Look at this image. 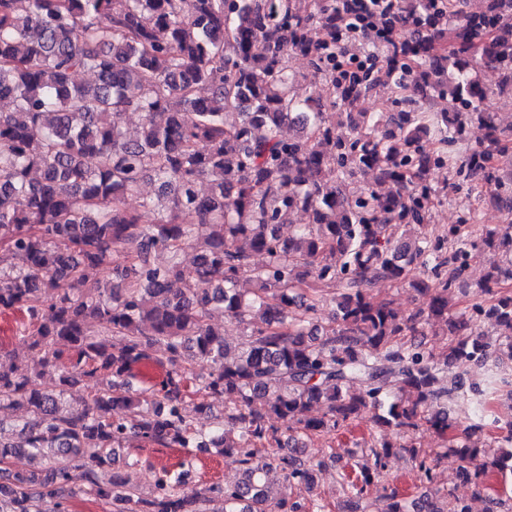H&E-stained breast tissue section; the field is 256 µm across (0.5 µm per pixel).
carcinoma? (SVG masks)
<instances>
[{
    "instance_id": "obj_1",
    "label": "carcinoma",
    "mask_w": 512,
    "mask_h": 512,
    "mask_svg": "<svg viewBox=\"0 0 512 512\" xmlns=\"http://www.w3.org/2000/svg\"><path fill=\"white\" fill-rule=\"evenodd\" d=\"M368 17L378 61L353 74L340 57L353 22L347 0L304 9L299 0H0V100L11 103L0 112V249L20 261L0 269V311L28 317L18 339L36 353L25 373L0 357V402L27 417L14 440H0V463L18 453L40 460L0 482V512H41L46 498L66 512L63 501L80 493L112 512H206L214 497L222 512H324L306 494L325 457L305 463L282 452V437L305 448L363 414L377 439L360 478L342 473L340 485L349 499L377 487L383 508L360 512H471L435 482L439 459L456 455L459 479L479 498L512 464V420L491 410L492 397L512 399V295L494 291L512 280V222L428 224L439 167L448 186L477 184L512 212V169L497 164L512 150V127L480 110L488 91L467 67L477 50L512 89V0H481L451 28L444 0H374ZM397 22L402 52L381 38ZM293 56L325 80L331 111L292 93ZM85 71L93 83L76 81ZM389 82L456 111L409 97L394 112L362 111ZM338 105L347 135L337 132ZM127 112L142 116L133 136L121 126ZM473 119L483 138L461 155ZM368 171L375 186L350 190ZM146 182L168 199L152 224L127 207ZM299 212L308 222L282 236ZM194 241L187 277L180 254ZM484 250L503 260L459 313L455 282ZM107 264L112 279L92 276ZM380 281L428 300L405 314L380 296ZM329 301L333 316L315 323ZM215 308L250 327L233 356L209 319ZM484 316L499 327L494 340L480 331ZM435 325L445 350L411 340ZM199 360L212 365L205 378L192 369ZM144 361L168 366L151 389L137 385ZM474 361L488 364L485 389L444 383L448 369ZM49 371L59 372L56 395L32 387ZM102 377L108 389L60 409L68 390ZM210 395L224 397V422L198 428L187 407L203 410ZM457 408L469 424L457 425ZM425 430L442 448L419 445ZM130 433L145 446L235 455L242 478L197 488L189 470L162 467L153 496L141 498L131 472L99 478ZM400 452L428 484L412 501L383 478ZM273 471L295 492L274 494Z\"/></svg>"
}]
</instances>
